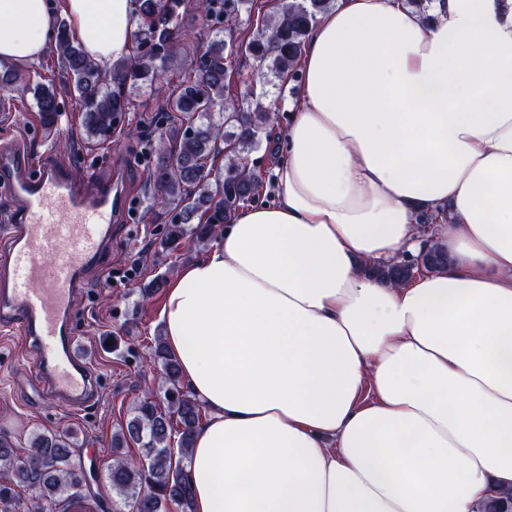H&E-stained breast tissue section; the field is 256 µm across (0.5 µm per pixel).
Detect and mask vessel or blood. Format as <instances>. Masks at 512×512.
Here are the masks:
<instances>
[{"label":"vessel or blood","instance_id":"vessel-or-blood-1","mask_svg":"<svg viewBox=\"0 0 512 512\" xmlns=\"http://www.w3.org/2000/svg\"><path fill=\"white\" fill-rule=\"evenodd\" d=\"M0 186L16 203L0 227V326L17 329L34 378L51 399L83 411L100 391L74 322L73 304L89 269L101 266L112 216L126 209L120 182L74 179L53 160L0 147Z\"/></svg>","mask_w":512,"mask_h":512}]
</instances>
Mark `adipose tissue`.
Segmentation results:
<instances>
[{"mask_svg": "<svg viewBox=\"0 0 512 512\" xmlns=\"http://www.w3.org/2000/svg\"><path fill=\"white\" fill-rule=\"evenodd\" d=\"M137 9L0 0V64L40 59L64 16L110 69ZM302 72L275 202L167 289L208 411L194 512H476L512 486V0H337ZM432 246L442 270L370 271Z\"/></svg>", "mask_w": 512, "mask_h": 512, "instance_id": "1", "label": "adipose tissue"}]
</instances>
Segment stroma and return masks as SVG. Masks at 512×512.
Wrapping results in <instances>:
<instances>
[{"label": "stroma", "instance_id": "35a3bbf8", "mask_svg": "<svg viewBox=\"0 0 512 512\" xmlns=\"http://www.w3.org/2000/svg\"><path fill=\"white\" fill-rule=\"evenodd\" d=\"M231 69L224 90L228 102L244 109L260 102L278 113L268 137L249 155L260 183L255 202L262 205L272 199L280 138L290 122L287 102L297 88L288 79L265 76L245 52L238 54ZM17 71L22 84L0 91V141L20 138L31 156L50 154L77 178L94 173L105 179L111 173H121L130 209L113 217L108 257L103 268L89 273L74 305L76 329L92 351L93 368L101 381L98 400L77 413L57 407L33 381L18 334L0 328V434L10 436L17 453L23 455L32 434L72 432L75 458L95 473L88 497L113 503L117 496L108 481L112 434L132 417L143 391L158 390L160 385V374L150 369L149 357L154 336L164 332L161 310L166 292H151L147 286L159 277L174 279L189 259L204 258L208 249L199 247L189 257L170 250L165 244L166 225L147 218L157 140L162 135L171 136L176 127L175 122L162 116L172 90L170 84L155 81L148 93L133 89L135 108L129 114L128 125L117 127L106 141L91 143L82 125L80 105L68 89L54 54L18 66ZM39 83L55 88L62 109L52 129L44 126L34 107L30 88ZM134 261L140 265L136 278L107 279V269H120ZM107 336L118 337L119 347L104 344Z\"/></svg>", "mask_w": 512, "mask_h": 512}]
</instances>
